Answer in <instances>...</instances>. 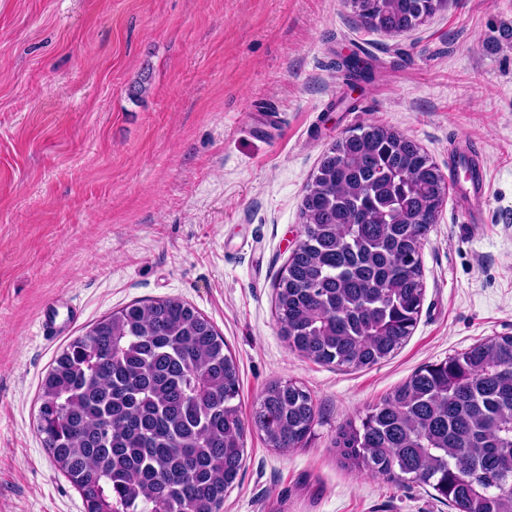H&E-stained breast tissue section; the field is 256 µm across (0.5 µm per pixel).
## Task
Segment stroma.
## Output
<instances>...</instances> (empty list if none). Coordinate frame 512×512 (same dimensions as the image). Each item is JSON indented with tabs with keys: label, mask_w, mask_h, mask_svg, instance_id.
<instances>
[{
	"label": "stroma",
	"mask_w": 512,
	"mask_h": 512,
	"mask_svg": "<svg viewBox=\"0 0 512 512\" xmlns=\"http://www.w3.org/2000/svg\"><path fill=\"white\" fill-rule=\"evenodd\" d=\"M352 51L371 80L338 71ZM371 124L443 171L449 141H475L485 222L447 195L411 336L376 365L327 366L289 350L275 283L323 151ZM54 297L80 308L75 337L137 300L188 302L236 359L244 420L271 382L309 390L306 441L281 452L249 429L221 512H454L346 467L335 439L422 366L512 335V0H448L399 35L349 0H0V512H85L36 431L64 346L39 327Z\"/></svg>",
	"instance_id": "1"
}]
</instances>
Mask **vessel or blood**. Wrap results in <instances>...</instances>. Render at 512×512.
Wrapping results in <instances>:
<instances>
[{"label":"vessel or blood","mask_w":512,"mask_h":512,"mask_svg":"<svg viewBox=\"0 0 512 512\" xmlns=\"http://www.w3.org/2000/svg\"><path fill=\"white\" fill-rule=\"evenodd\" d=\"M453 158L455 167L466 172L465 179L455 183L458 207L471 224H481L487 203V191L486 175L478 147L471 141H456ZM76 320L77 313L70 302L63 298L56 299L41 312L42 333L47 339L58 340L69 333Z\"/></svg>","instance_id":"1"}]
</instances>
